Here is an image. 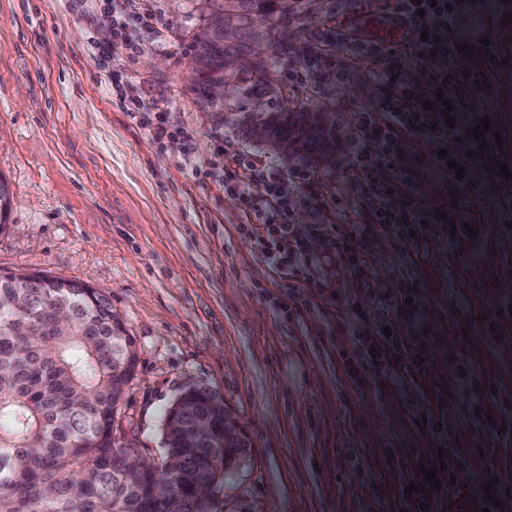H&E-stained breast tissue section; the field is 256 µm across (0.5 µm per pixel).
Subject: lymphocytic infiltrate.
Masks as SVG:
<instances>
[{
	"mask_svg": "<svg viewBox=\"0 0 512 512\" xmlns=\"http://www.w3.org/2000/svg\"><path fill=\"white\" fill-rule=\"evenodd\" d=\"M402 18L418 21L421 31L430 33L439 28L454 26L458 16L471 11L472 0H396ZM458 42L449 36L443 43L427 40L420 42V63L432 70L427 85L404 91L391 90L383 102V121L367 118L365 126L372 133L374 148L367 164L361 170L363 179L370 184L379 199L375 223L389 226L403 225L416 230L422 221L433 220L435 210L418 208L412 198L413 184L391 176L390 168L395 148L402 132L433 133V141L442 151L435 157L438 168H446L448 162L464 166L465 159L448 143L454 138H466L467 127L460 121L463 102L448 91V70L432 69L434 57L452 58ZM444 114L445 122L432 125L433 114ZM268 190L263 194L251 191L247 184H239L238 194L246 201L253 223L262 225L266 239L262 257L271 267L285 274L301 277L315 262L308 249V238L288 222L290 202L282 189V181L273 174L266 175ZM372 351L379 368L389 376L415 373L418 354L408 352L399 336L387 337L384 344L373 345Z\"/></svg>",
	"mask_w": 512,
	"mask_h": 512,
	"instance_id": "lymphocytic-infiltrate-1",
	"label": "lymphocytic infiltrate"
}]
</instances>
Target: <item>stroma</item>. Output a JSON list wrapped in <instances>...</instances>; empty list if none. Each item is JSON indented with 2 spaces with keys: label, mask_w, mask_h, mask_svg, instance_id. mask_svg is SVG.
I'll use <instances>...</instances> for the list:
<instances>
[{
  "label": "stroma",
  "mask_w": 512,
  "mask_h": 512,
  "mask_svg": "<svg viewBox=\"0 0 512 512\" xmlns=\"http://www.w3.org/2000/svg\"><path fill=\"white\" fill-rule=\"evenodd\" d=\"M115 20L135 53L114 39ZM202 24L198 0H0V177L12 197L0 273L62 276L110 298L138 358L112 421L116 447L161 461L179 394L224 398L252 448L215 485L218 512H418L405 492L441 450L457 463L464 512H483V485L512 476V179L498 170H512V0H482L456 23L475 48L453 56V90L471 106L462 118L491 120L483 141L461 149L457 195L431 138L400 140L393 173L415 181L421 208L453 209L412 234L375 225L378 201L359 176L364 120L382 117L387 93L381 31L396 32L401 84L428 75L416 63L419 28L394 0H312L292 29L272 86L289 108L329 114L336 147L316 165L285 162L248 133L257 97L209 107L191 70ZM140 97L182 137L160 142L140 125L127 109ZM209 161L223 183L195 173ZM267 169L301 232L371 225L358 244L363 271L321 244L305 281L263 260L260 232L241 230L250 215L236 186L264 192ZM409 287L414 314L386 304ZM387 327L423 350L420 371L401 381L367 350ZM433 413L435 433L420 425Z\"/></svg>",
  "instance_id": "35a3bbf8"
}]
</instances>
